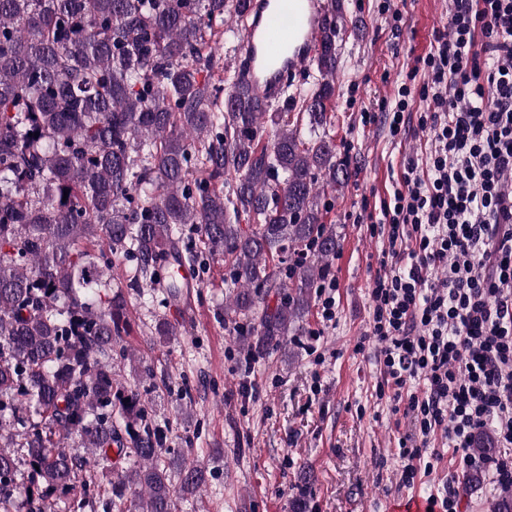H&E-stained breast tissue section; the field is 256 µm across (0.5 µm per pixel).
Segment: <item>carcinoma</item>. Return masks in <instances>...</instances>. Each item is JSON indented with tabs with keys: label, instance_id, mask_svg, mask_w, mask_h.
<instances>
[{
	"label": "carcinoma",
	"instance_id": "carcinoma-1",
	"mask_svg": "<svg viewBox=\"0 0 512 512\" xmlns=\"http://www.w3.org/2000/svg\"><path fill=\"white\" fill-rule=\"evenodd\" d=\"M343 11L327 0L316 89L274 109L212 52L254 0H0V512H53L58 492L70 512H177L202 492L210 471L167 454L124 375L129 310L189 303L178 270L201 282L222 258L224 322L250 320L251 356L286 348L338 247L322 200L349 178L328 115ZM473 451H496L490 430Z\"/></svg>",
	"mask_w": 512,
	"mask_h": 512
}]
</instances>
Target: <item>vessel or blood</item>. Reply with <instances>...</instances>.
Returning a JSON list of instances; mask_svg holds the SVG:
<instances>
[{
  "label": "vessel or blood",
  "instance_id": "vessel-or-blood-1",
  "mask_svg": "<svg viewBox=\"0 0 512 512\" xmlns=\"http://www.w3.org/2000/svg\"><path fill=\"white\" fill-rule=\"evenodd\" d=\"M321 0H259L244 37L247 77L268 100H277L282 65L305 66L317 44Z\"/></svg>",
  "mask_w": 512,
  "mask_h": 512
}]
</instances>
